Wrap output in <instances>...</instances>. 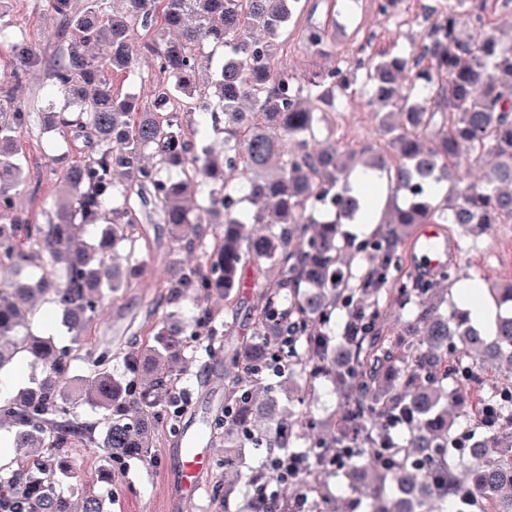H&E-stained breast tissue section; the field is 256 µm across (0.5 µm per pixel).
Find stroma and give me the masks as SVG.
I'll use <instances>...</instances> for the list:
<instances>
[{"mask_svg": "<svg viewBox=\"0 0 512 512\" xmlns=\"http://www.w3.org/2000/svg\"><path fill=\"white\" fill-rule=\"evenodd\" d=\"M438 0H405L400 19L382 16L371 0H347L336 23V41L340 46L369 42L371 53L409 49L419 41L425 27L424 14ZM303 23L288 28V53L283 61L289 69L304 72L312 66H335L334 54H320L302 38ZM0 92L9 91L18 102L53 105L63 109L64 100L48 76V68L58 48L57 20L48 10L46 0H0ZM26 37L36 47L41 64L22 80H15L18 67L9 44L11 37ZM150 56L142 54L133 72L115 73L113 86L119 94L138 99L140 108L150 105L148 78L158 77ZM349 111L336 115V140L342 149L357 150L369 145L379 149L385 141L378 132L376 106L370 105L362 88L351 92ZM23 182L16 192V204L32 223H46L61 189L62 165L82 160L88 149L85 139L73 132L47 130L32 122L19 134ZM138 222L132 229L138 240L150 274L129 280L101 305L88 329L93 346L109 347L112 367L124 369L126 353L139 350L146 330L168 312L162 289L156 288L153 274L168 264L190 258L188 249L179 247L168 225L159 219L154 201L136 206ZM437 233L448 242L442 261L448 266L450 280L445 306L458 305L457 291L464 282L479 281L483 287L512 280V270L489 267L485 254L512 253V223L493 224L480 231H470L454 224H440ZM186 412L175 431L162 432L147 459L133 460L116 473L113 481L104 478L105 454L95 445L84 443L70 450L59 470V490L73 503L96 496L111 499L112 512H222L223 502L215 497L214 485L223 471L224 444L216 440L205 447L208 469L194 498H185L180 486L178 445L182 435L205 430L208 420L224 407V363L204 355L189 359L182 373Z\"/></svg>", "mask_w": 512, "mask_h": 512, "instance_id": "obj_1", "label": "stroma"}]
</instances>
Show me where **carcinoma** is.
Instances as JSON below:
<instances>
[{
  "mask_svg": "<svg viewBox=\"0 0 512 512\" xmlns=\"http://www.w3.org/2000/svg\"><path fill=\"white\" fill-rule=\"evenodd\" d=\"M487 2L441 0L402 55H367L360 45L354 71L386 109L388 149L380 152L336 144L329 114L344 109L350 71L298 74L281 60L279 37L307 0H112L110 10L90 0L79 13L70 0H48L59 17L50 77L66 106L43 120L94 140L84 162L62 169L64 191L48 222L32 224L16 205L14 161L32 111L0 105V372L18 360L44 369L40 381L0 402V426L13 431L14 447L34 449L29 461L0 468V512H72L49 459L84 440L105 448L112 466L147 457L156 434L184 411L174 362L193 347L224 355L230 417L209 424L211 438H224V486H216L224 512H262L253 483L275 476L265 465L242 472V448H278L284 439L309 460L293 481L304 512H326L327 481L343 473L357 491L343 512H444L446 502L454 512H512V406L478 410L485 432L469 433L465 457L448 418V408L474 397L458 378L460 361L483 384L512 382V283L488 289L499 314L487 339L466 310L441 311L448 268L435 280L398 278L400 246L418 224L512 223V34L471 28ZM139 31L152 35L143 50L168 75L150 82L153 105L143 111L109 76L133 67ZM303 37L336 48L335 19L306 26ZM205 42L224 56L202 81L213 62L199 55ZM10 51L21 64L17 79L39 63L23 37ZM196 111L223 114L224 155L196 149L195 130L183 128ZM170 165L182 167L180 179L166 174ZM355 172L386 180L407 201L387 210L384 233L361 241L341 231L365 213L351 186ZM443 182L448 192L437 200L433 189ZM134 189L155 199L174 241L196 253V262L158 274L170 303L215 291L229 308L222 319L207 309L188 321L165 316L123 373L112 372L104 347L75 376L103 299L147 267L128 233L138 223ZM356 260L368 262L358 277ZM246 263H268L279 278L249 306L250 337L223 350L215 343L231 335L239 303L231 292ZM410 303L417 314L393 331L388 317ZM43 304L58 312L70 343L18 336ZM337 311L348 315L342 336L326 330ZM284 361L298 403L317 398L324 375L342 401L339 415L320 423L285 417L270 383L271 368ZM82 402L100 412L96 422H78Z\"/></svg>",
  "mask_w": 512,
  "mask_h": 512,
  "instance_id": "1",
  "label": "carcinoma"
}]
</instances>
